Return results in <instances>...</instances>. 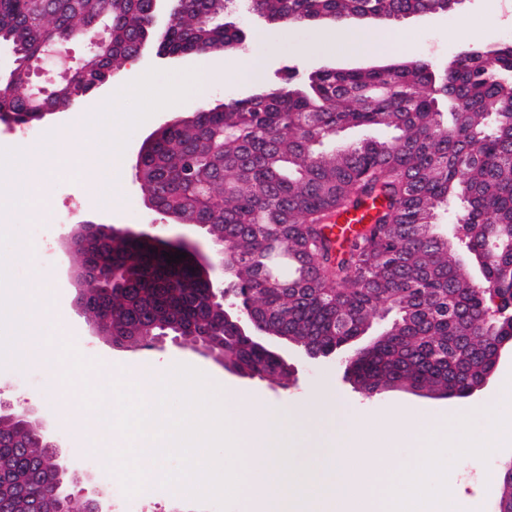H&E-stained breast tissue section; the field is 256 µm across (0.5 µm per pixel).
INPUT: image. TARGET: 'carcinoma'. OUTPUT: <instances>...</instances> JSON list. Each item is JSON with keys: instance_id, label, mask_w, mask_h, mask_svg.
Segmentation results:
<instances>
[{"instance_id": "obj_1", "label": "carcinoma", "mask_w": 512, "mask_h": 512, "mask_svg": "<svg viewBox=\"0 0 512 512\" xmlns=\"http://www.w3.org/2000/svg\"><path fill=\"white\" fill-rule=\"evenodd\" d=\"M233 0H181L163 49L202 55L230 48L239 27L224 22ZM278 24H348L369 13L391 22L449 11V0H243ZM151 0H0V45L36 65L49 46L88 44L108 24L109 47L91 61L80 90L97 88L131 59L129 34L152 23ZM512 45L490 61L427 60L393 70L314 71L261 97L202 103L188 120L163 128L134 173L156 211L189 215L224 235L234 256L229 284L267 324L337 355L393 314L379 343L360 360L358 377L378 391L398 377L427 388L452 383L467 395L498 336L512 337ZM65 108L21 72L0 95L18 124ZM353 127L385 138L339 142ZM368 209L367 222L342 240L332 220ZM91 268L85 313L109 321L117 339L146 340L142 318L167 321L190 344L234 336L207 303L209 283L190 258L119 238L84 244ZM122 283L112 285V272ZM238 364L276 371L270 358L238 340L226 349ZM25 448L17 467L50 458L46 440L21 420L0 418V438ZM498 512H512V465ZM23 492L55 494L43 474ZM15 490L0 480V512H14Z\"/></svg>"}]
</instances>
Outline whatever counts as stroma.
<instances>
[{"label": "stroma", "mask_w": 512, "mask_h": 512, "mask_svg": "<svg viewBox=\"0 0 512 512\" xmlns=\"http://www.w3.org/2000/svg\"><path fill=\"white\" fill-rule=\"evenodd\" d=\"M230 18L244 29V49L254 65L249 80L236 75L216 73L198 91L181 97L176 105L157 101L146 94L144 87L178 79L194 71L202 62L195 56L185 61L136 62L124 65L109 81L105 90L86 98L84 109L98 111L103 102H110L112 118L99 132L98 142L84 146L79 168L55 166L43 189L49 204L35 212L16 210L11 202L0 197V222H5L17 240H33L42 246L46 261L42 268L52 278L58 306L67 318L66 333L78 354L92 363L94 372L111 374L122 380L135 368L156 362L186 364L208 375L220 384L254 393L272 403L301 412L304 416L327 421L324 440L341 436L348 424L360 417L378 419L401 412L403 419L417 416L439 418L448 412H470L474 425L489 432L488 410L512 412L504 405L499 391L504 378H512V352L505 353L486 386L470 396L456 399H435L413 390L388 388L373 396L363 395L356 386L344 380L343 369L332 362L316 364L292 355L291 372L272 382L226 370L212 355L173 345L158 351L143 347L118 346L106 336L94 332L87 319L77 312V290L69 279L77 269L81 254L67 248L65 238L75 224L128 225L134 228L154 225L162 236L180 235L191 241L201 240L197 227L165 223L161 215L149 209L138 182L132 175L133 160L144 139L162 124L193 112L201 103L218 104L232 97H242L264 84H276L286 74L302 78L310 71L336 62L363 60L359 47L339 44L317 26L267 24L242 7L235 6ZM368 45L385 44L392 32H399L404 44L411 47L412 58L429 59L444 65L461 50L457 37L467 33L471 47H498L512 43V20L501 14L491 0H462L448 13L411 16L386 24L362 23L358 26ZM69 113L56 112L43 121L20 127L0 123V154L20 144V130H28L30 139L44 150H51L60 130L68 123ZM110 157L111 182H102V157ZM324 384L333 394L335 405L325 408L310 402L308 392L316 384ZM47 373L34 360L26 366L0 365V399L17 409L35 413L52 432L61 447L83 464L91 456L73 445L69 424L81 423L85 438H93L90 410L73 394L61 392L46 397ZM512 462V446L496 448L487 460L466 456L458 460L448 475L449 485L465 484L468 495L475 499L476 512H497L500 484L498 478L506 463ZM141 512H218L215 503L197 504L185 494L153 488L136 496Z\"/></svg>", "instance_id": "35a3bbf8"}]
</instances>
